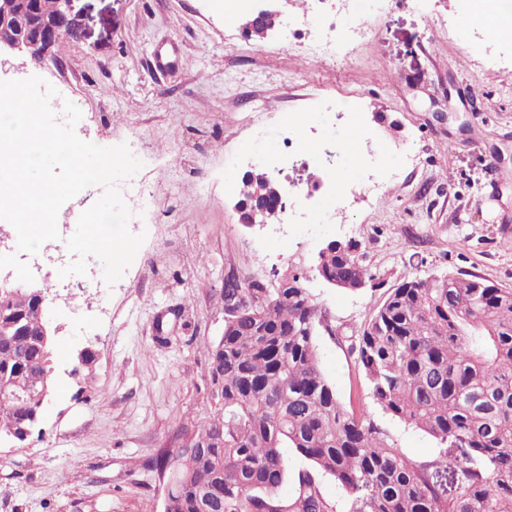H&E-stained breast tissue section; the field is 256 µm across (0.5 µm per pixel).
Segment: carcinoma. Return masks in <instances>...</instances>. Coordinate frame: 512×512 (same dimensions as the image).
Listing matches in <instances>:
<instances>
[{
  "label": "carcinoma",
  "instance_id": "1",
  "mask_svg": "<svg viewBox=\"0 0 512 512\" xmlns=\"http://www.w3.org/2000/svg\"><path fill=\"white\" fill-rule=\"evenodd\" d=\"M266 184L267 172L250 170L241 194L249 216L271 223ZM322 265L341 284L373 280L355 240L336 243ZM232 298L242 311L224 315V336L208 347L224 413L199 432L209 447L172 451L164 512H199L205 495L212 512H512V288L475 274L407 276L350 337L376 403L435 439L438 454L422 461L404 457L372 415L343 408L320 367L324 314L302 281L221 291ZM0 314L12 318L0 385L27 389L0 400V440L12 441L36 429L54 396L57 345L26 289L1 294ZM291 451L302 467H290ZM326 476L343 499L324 495Z\"/></svg>",
  "mask_w": 512,
  "mask_h": 512
}]
</instances>
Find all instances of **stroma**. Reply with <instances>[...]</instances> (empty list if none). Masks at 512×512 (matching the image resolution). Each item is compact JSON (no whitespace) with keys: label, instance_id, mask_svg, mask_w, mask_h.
Wrapping results in <instances>:
<instances>
[{"label":"stroma","instance_id":"obj_1","mask_svg":"<svg viewBox=\"0 0 512 512\" xmlns=\"http://www.w3.org/2000/svg\"><path fill=\"white\" fill-rule=\"evenodd\" d=\"M283 26L257 40L219 0H73L83 42L43 66L10 57L0 78L62 80L82 112L77 136L128 145L151 198L146 240L122 278L97 294L51 287L40 255L0 253V271L47 289L58 326L56 390L41 430L0 443V512H163L168 453L190 445L223 411L211 390L207 348L224 333L228 274L274 288L299 275L328 325L321 369L347 410L371 414L408 459L438 453L425 432L391 419L350 355V336L386 287L404 276L480 275L512 288V43L465 19L458 0H386L370 34L333 57L310 42L320 0H274ZM177 45L186 63L156 68ZM357 110L381 152L417 162L365 197L359 149L340 150L345 119L321 103ZM307 116L312 157L277 172L310 193L321 166L342 177L337 213L249 229L236 210L243 174L275 148L283 116ZM356 240L375 286L329 287L314 262L329 241ZM91 348V379L72 376L71 354Z\"/></svg>","mask_w":512,"mask_h":512}]
</instances>
